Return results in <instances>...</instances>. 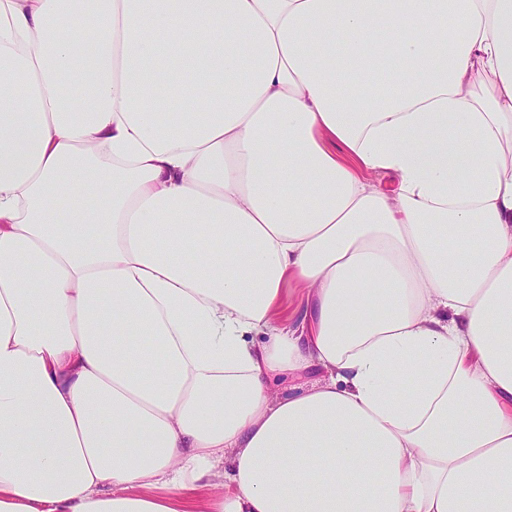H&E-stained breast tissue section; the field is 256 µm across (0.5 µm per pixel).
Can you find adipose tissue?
Returning a JSON list of instances; mask_svg holds the SVG:
<instances>
[{"mask_svg": "<svg viewBox=\"0 0 512 512\" xmlns=\"http://www.w3.org/2000/svg\"><path fill=\"white\" fill-rule=\"evenodd\" d=\"M1 98L0 512H512V0H0ZM308 301L306 288L298 286L294 281L288 282L282 290L281 306L278 314L288 320L289 325H297Z\"/></svg>", "mask_w": 512, "mask_h": 512, "instance_id": "obj_1", "label": "adipose tissue"}]
</instances>
